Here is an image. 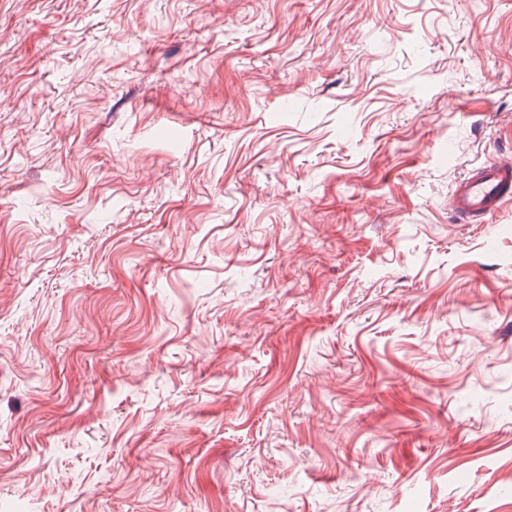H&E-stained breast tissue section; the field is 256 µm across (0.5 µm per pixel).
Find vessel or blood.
<instances>
[{
    "label": "vessel or blood",
    "mask_w": 512,
    "mask_h": 512,
    "mask_svg": "<svg viewBox=\"0 0 512 512\" xmlns=\"http://www.w3.org/2000/svg\"><path fill=\"white\" fill-rule=\"evenodd\" d=\"M512 204V157H499L471 168L450 193L454 217L463 224H481Z\"/></svg>",
    "instance_id": "b4317fda"
}]
</instances>
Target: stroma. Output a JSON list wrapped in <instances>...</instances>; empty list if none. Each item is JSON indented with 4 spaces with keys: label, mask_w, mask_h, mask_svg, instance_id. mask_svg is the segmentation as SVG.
Instances as JSON below:
<instances>
[{
    "label": "stroma",
    "mask_w": 512,
    "mask_h": 512,
    "mask_svg": "<svg viewBox=\"0 0 512 512\" xmlns=\"http://www.w3.org/2000/svg\"><path fill=\"white\" fill-rule=\"evenodd\" d=\"M512 0H0V512H512ZM511 204V156L474 166L455 182L450 193L452 213L461 224H482Z\"/></svg>",
    "instance_id": "1"
}]
</instances>
